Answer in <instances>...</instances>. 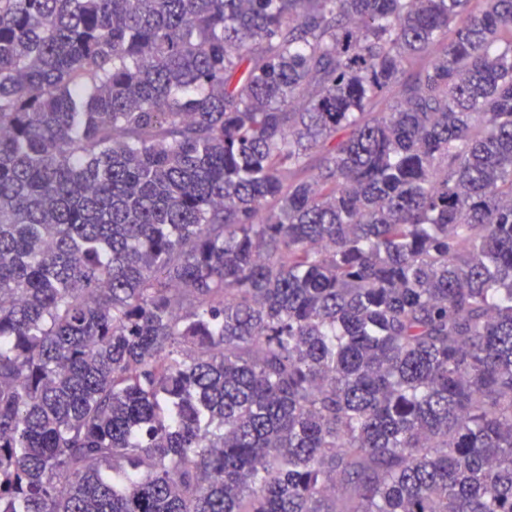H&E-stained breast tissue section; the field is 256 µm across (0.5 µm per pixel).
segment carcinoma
<instances>
[{
    "label": "carcinoma",
    "instance_id": "cac0c4a2",
    "mask_svg": "<svg viewBox=\"0 0 512 512\" xmlns=\"http://www.w3.org/2000/svg\"><path fill=\"white\" fill-rule=\"evenodd\" d=\"M0 512H512V0H0Z\"/></svg>",
    "mask_w": 512,
    "mask_h": 512
}]
</instances>
